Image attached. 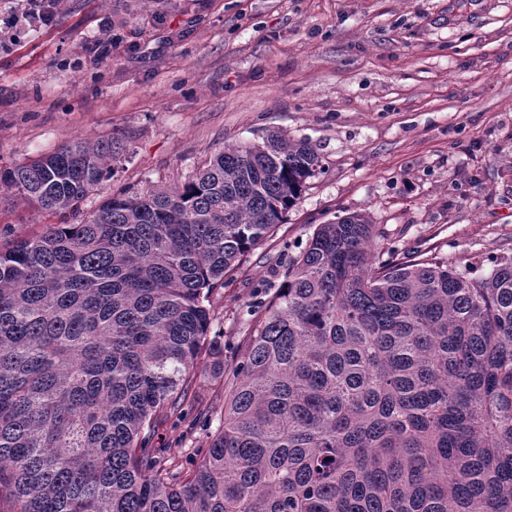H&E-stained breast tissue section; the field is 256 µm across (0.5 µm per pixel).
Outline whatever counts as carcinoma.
Here are the masks:
<instances>
[{
    "label": "carcinoma",
    "mask_w": 512,
    "mask_h": 512,
    "mask_svg": "<svg viewBox=\"0 0 512 512\" xmlns=\"http://www.w3.org/2000/svg\"><path fill=\"white\" fill-rule=\"evenodd\" d=\"M120 144L0 169L63 217L0 248V499L11 512H512V255L469 263L319 224L229 362L210 296L321 168L273 132L82 217ZM224 407L194 388L204 359ZM197 406L179 462L159 427Z\"/></svg>",
    "instance_id": "obj_1"
}]
</instances>
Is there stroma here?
Returning <instances> with one entry per match:
<instances>
[{
    "label": "stroma",
    "mask_w": 512,
    "mask_h": 512,
    "mask_svg": "<svg viewBox=\"0 0 512 512\" xmlns=\"http://www.w3.org/2000/svg\"><path fill=\"white\" fill-rule=\"evenodd\" d=\"M43 2L0 0V167L119 138L83 212L271 131L315 146L321 169L285 223L211 297L225 348L290 248L339 216L481 273L512 254V0H62L51 25L23 19ZM58 221L0 195L2 246Z\"/></svg>",
    "instance_id": "obj_1"
}]
</instances>
